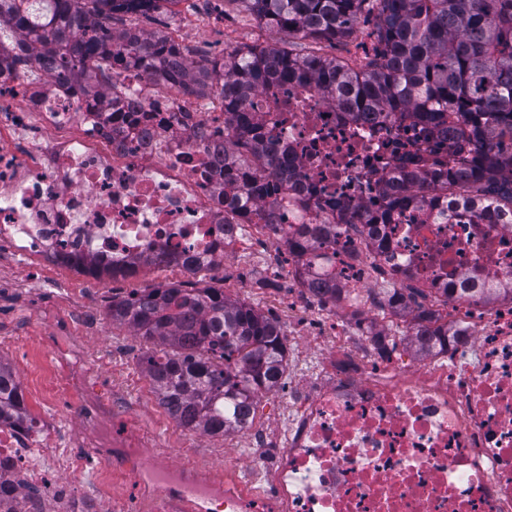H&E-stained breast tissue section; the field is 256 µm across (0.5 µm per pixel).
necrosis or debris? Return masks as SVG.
<instances>
[{"label": "necrosis or debris", "mask_w": 512, "mask_h": 512, "mask_svg": "<svg viewBox=\"0 0 512 512\" xmlns=\"http://www.w3.org/2000/svg\"><path fill=\"white\" fill-rule=\"evenodd\" d=\"M114 99L79 84L0 69L15 106L0 110V242L19 262L39 255L81 276L130 278L133 263L164 255L175 270L223 268L286 250L303 224L335 225L338 236L310 257L288 259V291L274 309L328 344L309 382L278 395L284 430L272 440L255 422L238 440L252 447L260 492L237 488V461L206 512H512V306L448 300L460 335L447 352L413 366L380 359L372 340L341 332L333 317H309L316 278L358 288L381 271L439 295L447 288L512 286V225L478 206L426 189L424 200L387 211L402 179L461 164L447 131L425 132L408 114L374 121L338 111L311 86H266L246 103L258 131L287 149L294 187L247 202L224 162V115L172 96L161 81L122 62ZM353 204L360 226L346 224ZM78 431L89 455L115 442L101 409L84 405ZM89 455L64 449L39 422L0 424V512H67L61 488ZM152 512H179L175 474L142 469Z\"/></svg>", "instance_id": "obj_1"}]
</instances>
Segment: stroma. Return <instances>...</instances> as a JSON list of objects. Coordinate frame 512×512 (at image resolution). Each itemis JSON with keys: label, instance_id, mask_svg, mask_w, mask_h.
<instances>
[{"label": "stroma", "instance_id": "stroma-1", "mask_svg": "<svg viewBox=\"0 0 512 512\" xmlns=\"http://www.w3.org/2000/svg\"><path fill=\"white\" fill-rule=\"evenodd\" d=\"M112 28L167 33L194 61L223 57L228 49L288 45L285 33L259 24L242 0H176L170 9L117 14ZM286 265L281 254L251 267L230 259L223 273H207L204 283L266 313L269 299L283 283ZM243 277L250 287L240 292L234 284ZM112 298L111 288L92 281L70 284L49 271L36 274L11 262L8 254L0 255V360L15 373L30 417L53 425L57 436H72V449L79 452L83 445L75 438V421L60 415L58 398L72 408L93 400L108 403L112 409L106 426L114 440L138 447L144 458L214 472L223 468L225 458L234 457L241 476L255 483L247 463L249 449L230 437L187 432L159 406L145 371V342L106 317ZM54 336L77 345L87 356L91 368L82 388L70 389L58 369L49 344ZM137 486L136 476L115 455L87 466L76 483V495L104 510L112 506L119 512H151V501Z\"/></svg>", "mask_w": 512, "mask_h": 512}]
</instances>
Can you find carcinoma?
Returning a JSON list of instances; mask_svg holds the SVG:
<instances>
[{"instance_id": "obj_1", "label": "carcinoma", "mask_w": 512, "mask_h": 512, "mask_svg": "<svg viewBox=\"0 0 512 512\" xmlns=\"http://www.w3.org/2000/svg\"><path fill=\"white\" fill-rule=\"evenodd\" d=\"M157 2L0 0V22L7 21L15 43L42 70L63 83L79 79L94 95L118 94L112 67L126 58L178 91L218 94L231 129L224 153L251 177L244 185L249 196L268 190L265 172L289 189L290 169L282 147L257 138L246 101L267 84L310 83L342 112L376 118L411 112L430 130L448 127L459 149L473 157L468 169L439 179L464 201L512 219V0H242L265 26L315 43L349 37L364 9L376 8L373 53L358 70L313 50L285 48H248L222 62H195L168 35L112 31L114 15L147 12ZM414 184L411 178L391 188L389 208L423 198L407 192ZM332 233L330 224H304L288 239V253L305 254ZM309 287L335 306L351 296L324 282ZM417 293L393 288L387 303L412 313L410 346L425 356L448 342L452 328L417 302ZM458 298L511 301L512 288H461ZM107 315L152 346L146 373L158 404L191 431H236L241 410L256 407L258 394L275 389L288 367L280 325L222 288H147L112 301ZM7 421L32 418L12 370L0 361V423Z\"/></svg>"}]
</instances>
